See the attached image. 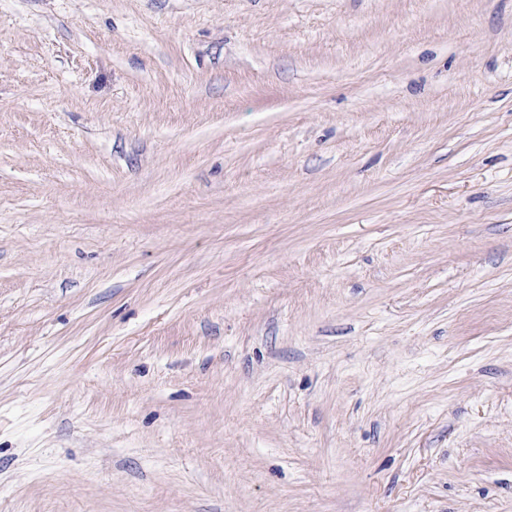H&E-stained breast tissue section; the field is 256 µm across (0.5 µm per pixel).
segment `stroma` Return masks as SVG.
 <instances>
[{"mask_svg":"<svg viewBox=\"0 0 512 512\" xmlns=\"http://www.w3.org/2000/svg\"><path fill=\"white\" fill-rule=\"evenodd\" d=\"M0 512H512V0H0Z\"/></svg>","mask_w":512,"mask_h":512,"instance_id":"obj_1","label":"stroma"}]
</instances>
